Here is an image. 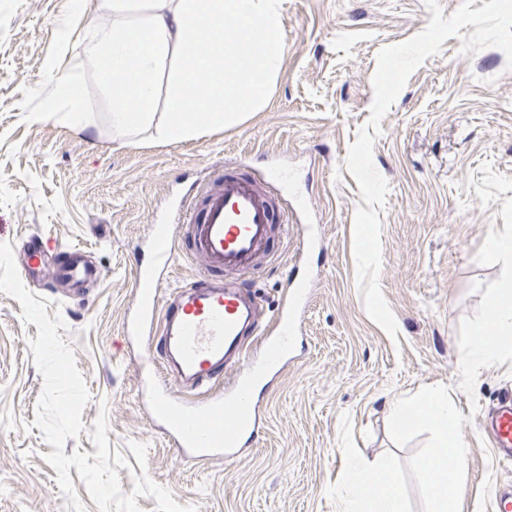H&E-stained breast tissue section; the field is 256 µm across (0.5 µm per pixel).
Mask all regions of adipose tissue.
<instances>
[{"mask_svg":"<svg viewBox=\"0 0 512 512\" xmlns=\"http://www.w3.org/2000/svg\"><path fill=\"white\" fill-rule=\"evenodd\" d=\"M108 28L90 27L85 53L102 62L112 87V124L155 127L166 144L195 138L202 127L223 128L258 110L281 65L283 20L277 0H112ZM47 111L83 115L78 81L58 72ZM167 119L154 125L158 88ZM340 512H406L400 485L386 466L356 458L338 488Z\"/></svg>","mask_w":512,"mask_h":512,"instance_id":"ef3b65f1","label":"adipose tissue"}]
</instances>
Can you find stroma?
Wrapping results in <instances>:
<instances>
[{"instance_id":"stroma-1","label":"stroma","mask_w":512,"mask_h":512,"mask_svg":"<svg viewBox=\"0 0 512 512\" xmlns=\"http://www.w3.org/2000/svg\"><path fill=\"white\" fill-rule=\"evenodd\" d=\"M283 55L265 105L242 122L165 144L154 129L116 130L102 67L86 56L85 17L111 26L100 0H0V243L19 250L40 238L56 250L81 247L100 275L82 293L62 281L28 282L60 313L61 334L90 392L86 431L65 455L95 453L88 437L108 415L110 449L146 443L147 473L176 502L199 512H337L336 489L351 455L387 463L407 512H423L406 466L427 440L396 446L389 406L441 385L462 414L486 411L512 389V360L481 369L473 393L461 386L459 325L474 316L501 265L475 256L512 198V72L486 47L468 55L458 38L409 76L373 149L388 184L379 209V283L398 333L366 313L354 258L359 187L345 166L370 116L380 50L422 32L425 0H283ZM55 55L74 74L81 123L43 113L55 87ZM231 165L260 177L291 175L289 203L311 211L323 246L309 258L318 274L296 339V357L263 389V428L235 458L179 455L150 421L149 372L155 340L130 336L135 272L152 259L150 227L190 186ZM267 261L248 276L263 311L275 310L298 257L296 240L273 231ZM0 293V512H67L52 447L34 427L43 378L28 346L36 325ZM31 432H24V424ZM469 450L464 512H494L496 489L512 484V461L495 457L477 420L462 426Z\"/></svg>"}]
</instances>
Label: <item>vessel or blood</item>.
<instances>
[{
	"label": "vessel or blood",
	"mask_w": 512,
	"mask_h": 512,
	"mask_svg": "<svg viewBox=\"0 0 512 512\" xmlns=\"http://www.w3.org/2000/svg\"><path fill=\"white\" fill-rule=\"evenodd\" d=\"M276 202L251 176L229 168L216 172L200 192L180 200L166 223L153 225L154 261L136 273L137 319L130 332L161 337L169 377L187 390L177 395L158 382L150 395L151 416L179 450L201 460L234 458L262 426L253 387L287 365L300 329L307 276L289 281L269 330L261 308L240 283L266 251ZM183 249L202 256L205 267L196 281L163 293L161 276ZM19 264L35 281L59 274L77 281L98 275L78 248L59 260L32 244L20 251ZM247 331L266 334L260 359L247 357ZM480 425L497 457L511 460L512 392L499 398Z\"/></svg>",
	"instance_id": "obj_1"
}]
</instances>
